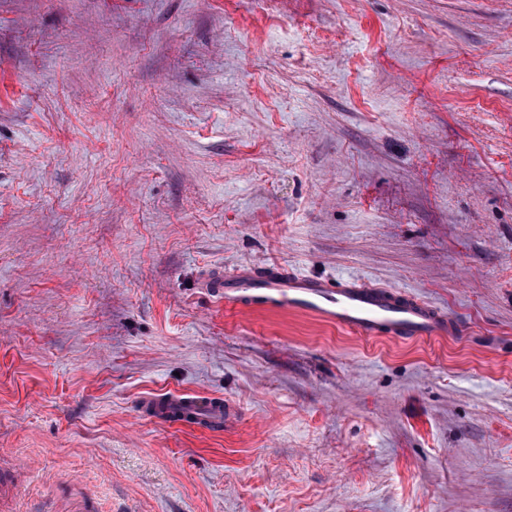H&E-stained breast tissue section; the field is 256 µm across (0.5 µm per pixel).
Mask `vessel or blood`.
Returning a JSON list of instances; mask_svg holds the SVG:
<instances>
[{
    "mask_svg": "<svg viewBox=\"0 0 512 512\" xmlns=\"http://www.w3.org/2000/svg\"><path fill=\"white\" fill-rule=\"evenodd\" d=\"M256 297L260 298L262 309L303 313L366 340L389 332L425 341L456 331L454 322L443 312L398 289L354 280L336 287L329 281L288 273L277 266L265 275L248 267L225 272L226 305L245 307ZM142 411L160 420L174 411L179 422L187 426L203 419L225 425L232 416L231 409L220 404L189 399L179 393L145 400Z\"/></svg>",
    "mask_w": 512,
    "mask_h": 512,
    "instance_id": "obj_1",
    "label": "vessel or blood"
}]
</instances>
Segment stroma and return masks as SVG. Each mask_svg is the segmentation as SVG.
<instances>
[{
    "mask_svg": "<svg viewBox=\"0 0 512 512\" xmlns=\"http://www.w3.org/2000/svg\"><path fill=\"white\" fill-rule=\"evenodd\" d=\"M274 264L461 331L225 308ZM0 471V512H512V0H0ZM186 394H170L142 401V411L150 414L154 409V417L165 420L171 414L172 408L178 409L177 422L187 426H197L202 419L218 422L227 425L234 414L228 403H224V410L220 404L215 402H201L196 399H186ZM200 426V425H199Z\"/></svg>",
    "mask_w": 512,
    "mask_h": 512,
    "instance_id": "1",
    "label": "stroma"
}]
</instances>
